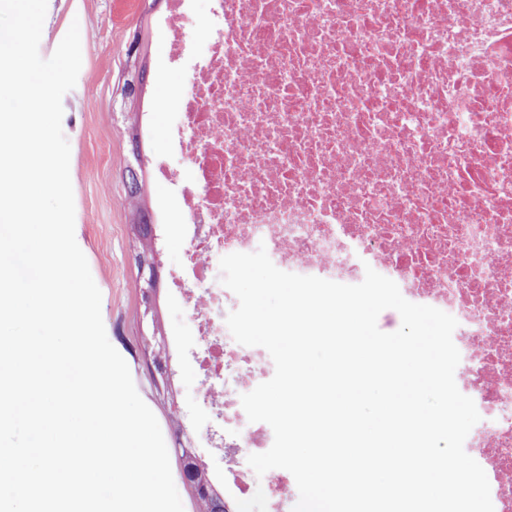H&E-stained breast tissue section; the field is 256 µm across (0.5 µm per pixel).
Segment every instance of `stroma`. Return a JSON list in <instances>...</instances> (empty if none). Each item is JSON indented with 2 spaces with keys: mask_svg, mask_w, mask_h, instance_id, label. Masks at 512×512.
Listing matches in <instances>:
<instances>
[{
  "mask_svg": "<svg viewBox=\"0 0 512 512\" xmlns=\"http://www.w3.org/2000/svg\"><path fill=\"white\" fill-rule=\"evenodd\" d=\"M164 5L152 0H48L39 53L50 57L71 24L80 28L82 65L75 87L63 99L62 130L70 155L75 205V239L84 253L101 295V313L110 343L125 359L135 387L156 416L168 450L172 472L180 461L174 450L181 436H190L211 474L222 473L224 453L211 445L224 430V420L197 391L198 361L207 345L196 330L197 315L190 296L203 286L193 278L194 262L186 237V217L180 197L186 182L160 180L162 165L187 168L186 158L174 155L168 137L179 100L192 87L190 75L169 60L170 48L160 32ZM149 26L148 77L140 102L123 97L128 47L142 26ZM151 125L143 137L147 177L146 206L164 205L156 227V248L162 263L160 322L171 358L172 392L158 385L152 349L145 340L137 254L141 244L127 206L131 158L128 126Z\"/></svg>",
  "mask_w": 512,
  "mask_h": 512,
  "instance_id": "obj_1",
  "label": "stroma"
}]
</instances>
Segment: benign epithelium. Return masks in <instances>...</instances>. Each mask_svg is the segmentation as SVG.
<instances>
[{"label":"benign epithelium","instance_id":"obj_1","mask_svg":"<svg viewBox=\"0 0 512 512\" xmlns=\"http://www.w3.org/2000/svg\"><path fill=\"white\" fill-rule=\"evenodd\" d=\"M128 56L134 59L133 68L126 80L125 95L133 98L143 87L140 80L141 65L140 39H134L128 49ZM134 232L138 238H148L150 247L139 253L138 266L140 278L143 281L142 303L144 314L152 316L151 340L154 342L153 364L155 371L166 384H171L172 372L169 364L165 333L157 313V301L161 288V263L156 249L155 227L152 224H135ZM178 456L180 459V473L185 483L190 485L197 496L212 501L217 506V512H231L224 493L218 489L208 476L207 464L197 454L191 439L178 440Z\"/></svg>","mask_w":512,"mask_h":512}]
</instances>
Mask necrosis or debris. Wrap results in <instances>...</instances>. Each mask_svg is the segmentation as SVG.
<instances>
[{
  "instance_id": "necrosis-or-debris-1",
  "label": "necrosis or debris",
  "mask_w": 512,
  "mask_h": 512,
  "mask_svg": "<svg viewBox=\"0 0 512 512\" xmlns=\"http://www.w3.org/2000/svg\"><path fill=\"white\" fill-rule=\"evenodd\" d=\"M171 0L161 27L192 90L171 132L188 153L194 256L265 247L280 270L360 283L366 268L458 322L459 390L481 416L464 444L494 512H512V0H212L203 55ZM212 336L202 394L239 500L292 512L242 394L272 375L261 347Z\"/></svg>"
}]
</instances>
